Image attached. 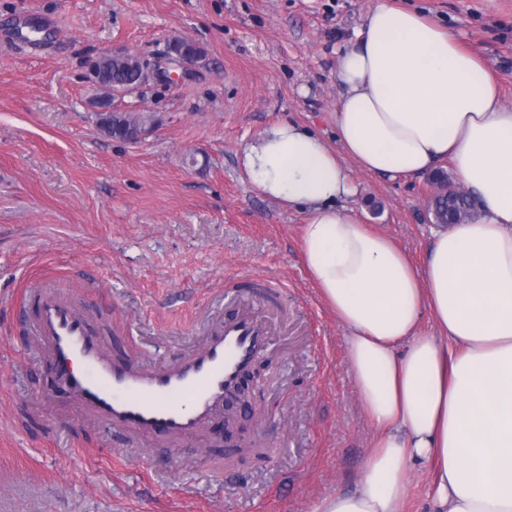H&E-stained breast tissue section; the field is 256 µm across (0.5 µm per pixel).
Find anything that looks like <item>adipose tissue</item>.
I'll return each instance as SVG.
<instances>
[{
  "label": "adipose tissue",
  "instance_id": "1",
  "mask_svg": "<svg viewBox=\"0 0 512 512\" xmlns=\"http://www.w3.org/2000/svg\"><path fill=\"white\" fill-rule=\"evenodd\" d=\"M336 79L339 150L282 122L243 158L263 195L306 209L305 265L348 332L373 430L356 489L315 512H401L414 461L433 470L435 512H512V108L455 32L389 0ZM446 162L482 214L436 231L424 265L336 206L356 193L349 164L395 179Z\"/></svg>",
  "mask_w": 512,
  "mask_h": 512
}]
</instances>
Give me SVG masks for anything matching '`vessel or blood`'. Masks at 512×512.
Segmentation results:
<instances>
[{
	"label": "vessel or blood",
	"instance_id": "1",
	"mask_svg": "<svg viewBox=\"0 0 512 512\" xmlns=\"http://www.w3.org/2000/svg\"><path fill=\"white\" fill-rule=\"evenodd\" d=\"M34 345L50 357L75 407L129 438L163 439L170 449L205 433L223 413L239 375L269 347L252 309L223 319L204 343L173 360L145 363L113 356L96 324L68 290L32 281Z\"/></svg>",
	"mask_w": 512,
	"mask_h": 512
}]
</instances>
